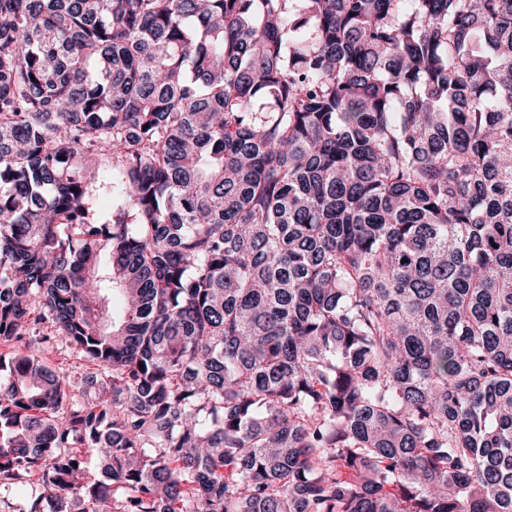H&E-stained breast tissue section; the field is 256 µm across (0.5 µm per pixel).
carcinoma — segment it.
<instances>
[{
    "instance_id": "obj_1",
    "label": "carcinoma",
    "mask_w": 512,
    "mask_h": 512,
    "mask_svg": "<svg viewBox=\"0 0 512 512\" xmlns=\"http://www.w3.org/2000/svg\"><path fill=\"white\" fill-rule=\"evenodd\" d=\"M0 342L22 512H512V0H0ZM43 356L47 358L51 365H58L64 369L70 370L74 377V385L70 394L81 402L90 399L88 394L82 392V377L90 371L92 365L88 364L83 358L77 353L73 352L70 348L65 347L62 341L59 340L55 345L49 346L44 349Z\"/></svg>"
}]
</instances>
